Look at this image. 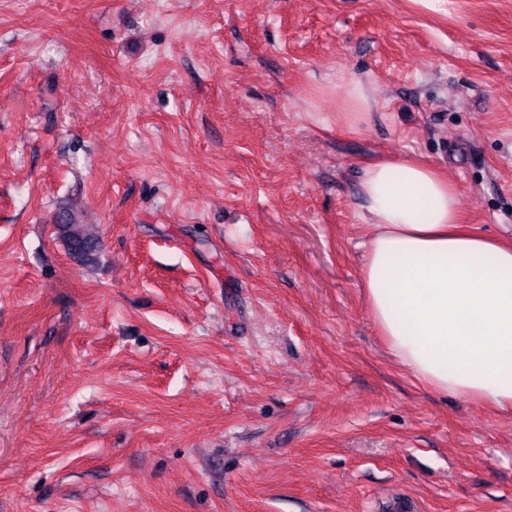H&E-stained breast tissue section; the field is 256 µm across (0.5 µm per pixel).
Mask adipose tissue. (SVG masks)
Returning <instances> with one entry per match:
<instances>
[{"mask_svg": "<svg viewBox=\"0 0 512 512\" xmlns=\"http://www.w3.org/2000/svg\"><path fill=\"white\" fill-rule=\"evenodd\" d=\"M362 286L390 352L434 390L512 413V242L460 224L433 167L384 159L361 182Z\"/></svg>", "mask_w": 512, "mask_h": 512, "instance_id": "adipose-tissue-1", "label": "adipose tissue"}]
</instances>
